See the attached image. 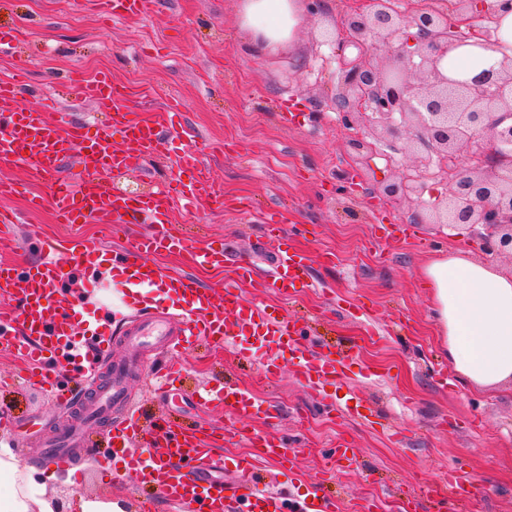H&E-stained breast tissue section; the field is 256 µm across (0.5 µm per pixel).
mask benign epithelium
I'll list each match as a JSON object with an SVG mask.
<instances>
[{"label":"benign epithelium","instance_id":"1","mask_svg":"<svg viewBox=\"0 0 512 512\" xmlns=\"http://www.w3.org/2000/svg\"><path fill=\"white\" fill-rule=\"evenodd\" d=\"M367 2V9L344 17L343 38L336 39L357 50L341 60L336 111L347 125L364 120L373 129L399 125L412 132L407 151L416 176L387 185L383 195L410 199L440 168L448 193L418 201V221L479 227L488 251L512 258V165L504 162L512 156V57L471 78L440 69L448 50L461 44L454 31L468 30L480 47L492 44L495 30L471 24L470 10L484 0H455L451 17L405 15L385 0ZM399 42L419 57L416 66L399 54Z\"/></svg>","mask_w":512,"mask_h":512}]
</instances>
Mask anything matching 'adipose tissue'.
<instances>
[{"label": "adipose tissue", "instance_id": "ef3b65f1", "mask_svg": "<svg viewBox=\"0 0 512 512\" xmlns=\"http://www.w3.org/2000/svg\"><path fill=\"white\" fill-rule=\"evenodd\" d=\"M240 21L256 45L278 50L290 45L304 22L302 0H242ZM512 56V12L499 20L498 40L487 48L464 45L447 53L441 66L462 75ZM422 275L433 291L435 312L447 344L448 361L459 376L482 387L512 382V275L452 256L432 261ZM0 512H57L31 468L21 466L9 445L0 443Z\"/></svg>", "mask_w": 512, "mask_h": 512}]
</instances>
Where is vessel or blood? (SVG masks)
<instances>
[{
	"label": "vessel or blood",
	"mask_w": 512,
	"mask_h": 512,
	"mask_svg": "<svg viewBox=\"0 0 512 512\" xmlns=\"http://www.w3.org/2000/svg\"><path fill=\"white\" fill-rule=\"evenodd\" d=\"M151 2L100 0L114 17L140 16L148 11ZM26 80L27 73L22 68L0 79V165L21 164L44 180L48 188L44 200L62 223L90 220L109 226L140 217L151 226L148 233L128 243L112 259L114 275L127 288L129 296L154 299L155 309L147 319L126 331L131 360L113 363L108 346H99L98 363L107 367L109 383L95 394L96 418L107 416L112 405L126 402L127 379L136 367V355L145 350L178 352L187 349L194 337L224 344L240 336H254L267 347L263 377L275 376L280 353L291 350L297 358L296 378L306 387L315 390L336 381L339 371L334 359H313L307 350L297 349V327L286 313L246 300L238 293V284L253 281L257 274L250 262L243 260L237 264L235 281L226 285L220 304L191 278L162 272L151 262L153 253L179 250L194 263L215 268L224 265L223 248L199 249L169 231L175 200L191 205L221 197L195 150H185L180 157L187 181L135 198L115 194L107 180L109 171L137 166L147 156L166 154L173 146L172 141L163 137L153 124L134 119L124 87L109 75L79 85L81 98L112 106L108 121L92 128L63 117L50 119V112L57 109L52 100L37 107L20 106L18 90ZM116 134L122 138L123 148L114 146L112 137ZM68 154L76 155L84 170L80 183H73L60 169L61 158ZM271 233L277 242L271 286L284 293L307 283L308 256L289 248L288 234L282 226H273ZM38 245L43 259L26 273H19L17 266L0 264V287L16 289L25 298L20 310L0 305V352L22 357L29 366L30 380L40 388L52 389L58 385L53 365L56 357H65L78 367L89 360L85 342L72 334L71 314L57 303V293L64 280L83 276L93 259L91 250L76 241L42 239ZM198 397L241 421L272 417L265 401L233 382L203 388ZM138 431L137 420L129 412L112 429V456L124 461L123 466L112 469L115 481L154 487L165 497L189 505L192 512H231L236 503L241 504L242 512H339L340 502L331 495L314 491L298 501L257 485L258 461L287 462V444L282 437L247 435L248 446L259 447L260 455L237 458V479L227 482L222 478L223 462L213 456V443L219 440V433L205 438L193 430H167L162 435V451L126 455V448ZM85 434L82 425L65 434L59 447L50 451L52 462L58 466L67 464L68 447L79 445Z\"/></svg>",
	"instance_id": "1"
}]
</instances>
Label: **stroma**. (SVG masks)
Segmentation results:
<instances>
[{
	"label": "stroma",
	"instance_id": "obj_1",
	"mask_svg": "<svg viewBox=\"0 0 512 512\" xmlns=\"http://www.w3.org/2000/svg\"><path fill=\"white\" fill-rule=\"evenodd\" d=\"M240 4L153 0L147 16L114 21L96 0H0V25L24 31L15 51L0 55V77L28 68L21 105L50 97L72 121L96 124L106 106L79 102L70 81L107 72L125 86L140 117L159 119L168 98L178 97L186 130L212 142L200 159L224 202L193 209L175 204L172 230L201 246L223 244L228 260L220 271L172 254L155 256V263L195 279L220 304L235 262L265 270L269 226H287L293 245L312 257L313 287L285 297L249 284L241 292L286 310L300 345L345 363L343 382L315 392L294 379L291 354L280 356V372L267 380L256 363L266 351L261 342L242 336L225 348L199 340L182 357L188 374L181 391L170 396L154 386L161 357L147 356L129 381L145 427L131 452L145 447L154 421L164 419L184 429H225L220 454L242 456L240 440L229 434L234 417L200 406L193 394L196 386L229 378L272 405L270 432L288 433L292 468L273 464L269 470L293 497L315 488L339 495L342 512H402L407 503L412 512H460L446 489L449 471L460 467L474 479L467 512H512V385H465L453 371L440 379L437 369L448 357L432 292L420 276L425 264L452 250L505 274L512 273V261L484 250L474 231L418 223L416 203L380 196L410 166L403 152L410 132L375 142L374 154L361 160L349 150L348 141L363 129L343 125L335 101L340 59L355 50L324 42L317 24L342 25L360 0H322L323 17H306L291 48L265 53L250 49ZM179 174L174 150L109 179L115 191L136 197ZM1 181L13 191L0 206L18 212L22 222L13 246L0 248V260L38 263L33 230L84 240L107 260L126 242L103 225L62 224L50 208L31 209L30 198L44 185L23 166L0 167ZM327 249L335 263L321 262ZM59 303L95 315L115 336L133 313L122 285L102 279L73 282ZM56 369L80 401L67 405L33 388L24 365L0 354V439L34 467L37 483L68 505L106 490L137 507L143 491L106 480L84 450L75 451L69 471L48 465L44 442L93 408L85 379L66 364ZM353 399L360 406L355 419L341 411ZM339 445L353 449L352 461H335L331 450Z\"/></svg>",
	"mask_w": 512,
	"mask_h": 512
}]
</instances>
